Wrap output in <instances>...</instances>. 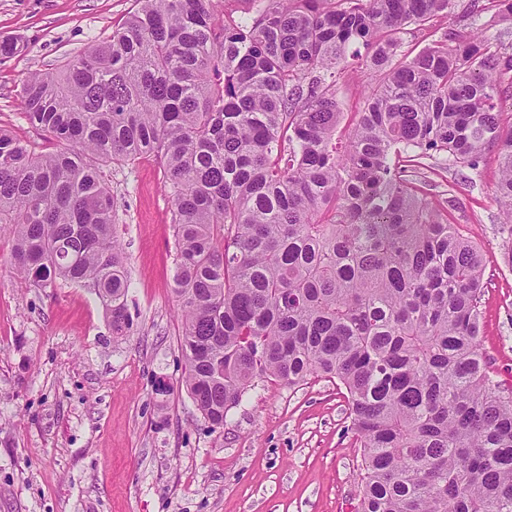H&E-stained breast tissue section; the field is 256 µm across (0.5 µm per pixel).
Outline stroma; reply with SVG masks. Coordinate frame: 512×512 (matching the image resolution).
<instances>
[{"label":"stroma","mask_w":512,"mask_h":512,"mask_svg":"<svg viewBox=\"0 0 512 512\" xmlns=\"http://www.w3.org/2000/svg\"><path fill=\"white\" fill-rule=\"evenodd\" d=\"M136 0H0V126L38 148L19 108L29 70H54L109 35ZM128 258L133 326L112 336L89 289L15 277L0 235V512H356L361 455L345 389L311 376L258 383L210 430L181 385L175 238L153 155L104 168ZM496 149L477 173L426 171L423 190L485 262L481 350L512 383V268L495 201Z\"/></svg>","instance_id":"obj_1"}]
</instances>
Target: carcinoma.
<instances>
[{
	"label": "carcinoma",
	"instance_id": "carcinoma-1",
	"mask_svg": "<svg viewBox=\"0 0 512 512\" xmlns=\"http://www.w3.org/2000/svg\"><path fill=\"white\" fill-rule=\"evenodd\" d=\"M20 109L59 143L0 128V229L15 273L77 284L132 327L127 257L103 165L163 160L176 242L182 386L221 427L255 382L311 375L347 392L362 452L357 512H512V386L480 350L484 258L418 185L426 160L479 169L512 233V50L453 0H139ZM245 3L253 17L237 16ZM416 30L427 44L404 50ZM380 73L347 136V59Z\"/></svg>",
	"mask_w": 512,
	"mask_h": 512
}]
</instances>
